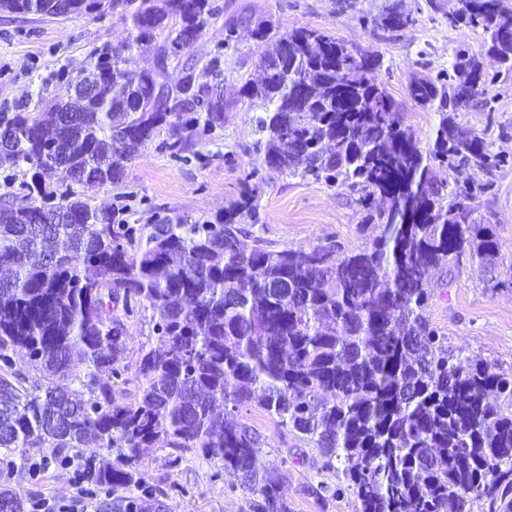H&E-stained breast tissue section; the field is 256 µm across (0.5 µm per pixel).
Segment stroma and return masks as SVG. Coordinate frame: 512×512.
Segmentation results:
<instances>
[{"mask_svg":"<svg viewBox=\"0 0 512 512\" xmlns=\"http://www.w3.org/2000/svg\"><path fill=\"white\" fill-rule=\"evenodd\" d=\"M221 7L199 41L181 57L158 66L154 50L135 55L134 69H162L168 82L182 75L184 62L195 63L199 81H210V60H218L223 73L224 120L207 132L195 133L182 158H174L162 146L168 131L146 144L127 166L121 183L91 189L101 206H127L131 224H152L157 217L183 215L203 223L223 213L239 198L244 169L254 162L257 106L240 93L244 80L256 76L259 48L249 36L257 23L271 21L284 28H322L342 39L349 48L370 50L381 59L378 79L399 103L404 126L427 138L437 121L435 113L409 95L413 79L435 76L450 69L453 52L467 47L480 52L481 29L465 24L449 26L446 14L458 0H397L410 13L413 25L400 35L363 24L359 12L341 0H218ZM236 27L237 39L225 43L228 27ZM127 25L119 15L96 19L85 15L45 18L37 15L0 13V110L12 107L28 93H61L60 73L77 75L87 65V53L96 45L126 41ZM490 75L485 101L462 108L458 122L483 133L491 153L505 155V165L487 171L465 166L455 172L440 170V180L450 184L492 181L491 191L474 203L477 223L493 225L499 238L500 259L512 265V75L499 73L485 60ZM262 221L254 235L277 246L311 248L334 239L349 250L363 248L366 238L356 231L360 221L349 192L285 175L260 173L251 182ZM429 313L432 323L448 338V344L506 371H512V287L491 289L483 273L461 262L453 272H434ZM239 417L266 438L259 456L262 468H276L285 479L291 512H357L355 498H322L320 484H335L333 473L321 468L319 449L290 429L279 426L256 406L241 410ZM97 448L68 449L61 462L51 449L31 453L28 459L0 451V483H5L25 504L46 498L57 512L85 507L95 512L96 499L81 495L75 484L79 464L97 455ZM148 480L171 482V512H246V496L232 489L231 476L218 465L196 454L184 453L178 466H170L169 451L148 449L144 459Z\"/></svg>","mask_w":512,"mask_h":512,"instance_id":"35a3bbf8","label":"stroma"}]
</instances>
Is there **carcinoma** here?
Here are the masks:
<instances>
[{
	"instance_id": "obj_1",
	"label": "carcinoma",
	"mask_w": 512,
	"mask_h": 512,
	"mask_svg": "<svg viewBox=\"0 0 512 512\" xmlns=\"http://www.w3.org/2000/svg\"><path fill=\"white\" fill-rule=\"evenodd\" d=\"M448 24L479 27L482 48L512 73V11L501 0H460ZM120 12L129 36L89 52L85 94L36 95L0 112V449L59 454L92 442L112 463L79 479L104 491L96 512H158L163 481L143 471L147 448L193 451L221 465L248 495V512H290L280 470L261 471L262 435L237 419L257 405L315 444L322 469L358 512H512V371L463 358L428 315V279L467 261L492 288L512 287L494 229L472 220L491 190L447 185L437 170L490 162L485 138L455 121L485 95L477 55L454 52L452 71L419 79L410 97L438 116L428 144L404 126L376 77L379 55L336 35L264 21L251 29L261 77L241 94L261 108L258 160L238 202L213 221L166 216L128 224L124 209L77 194L122 182L127 164L164 129L179 157L186 132L224 112L220 84L194 65L172 85L129 67L133 53L189 48L220 11L215 0H0V13L103 16ZM361 18L390 32L414 22L389 0H364ZM162 43L155 44L158 35ZM263 170L346 188L376 235L358 252L329 239L309 249L261 238L251 180ZM25 192L16 207L12 188ZM153 312L157 345L127 356L128 319ZM42 369L26 383L14 356ZM84 371L74 373V364ZM135 398L124 401L127 386ZM8 512H25L0 485Z\"/></svg>"
}]
</instances>
